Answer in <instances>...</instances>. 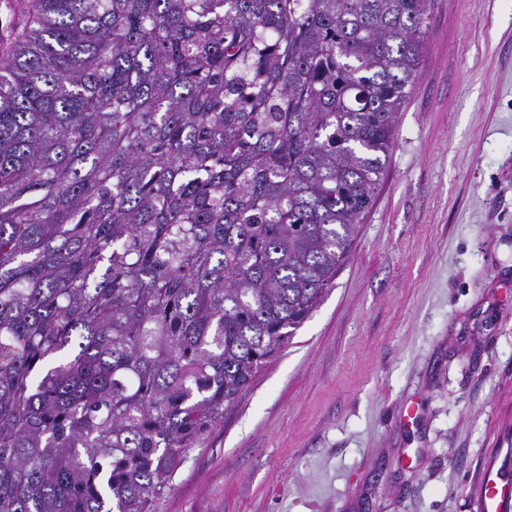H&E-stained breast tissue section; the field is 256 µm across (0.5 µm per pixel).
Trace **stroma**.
I'll use <instances>...</instances> for the list:
<instances>
[{
  "label": "stroma",
  "mask_w": 512,
  "mask_h": 512,
  "mask_svg": "<svg viewBox=\"0 0 512 512\" xmlns=\"http://www.w3.org/2000/svg\"><path fill=\"white\" fill-rule=\"evenodd\" d=\"M512 448V0H431L334 285L159 512H480Z\"/></svg>",
  "instance_id": "stroma-1"
}]
</instances>
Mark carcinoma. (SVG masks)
Masks as SVG:
<instances>
[{
    "mask_svg": "<svg viewBox=\"0 0 512 512\" xmlns=\"http://www.w3.org/2000/svg\"><path fill=\"white\" fill-rule=\"evenodd\" d=\"M430 0H32L0 50V512H157L331 288Z\"/></svg>",
    "mask_w": 512,
    "mask_h": 512,
    "instance_id": "1",
    "label": "carcinoma"
}]
</instances>
